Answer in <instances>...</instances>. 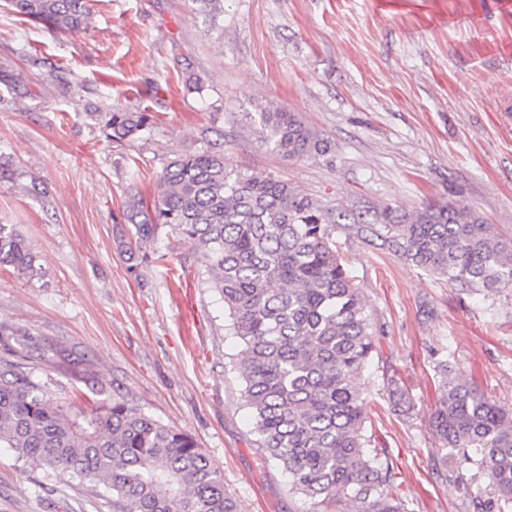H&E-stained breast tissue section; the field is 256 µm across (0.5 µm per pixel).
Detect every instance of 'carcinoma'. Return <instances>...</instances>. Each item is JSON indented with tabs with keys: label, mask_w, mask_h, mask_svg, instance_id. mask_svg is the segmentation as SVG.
<instances>
[{
	"label": "carcinoma",
	"mask_w": 512,
	"mask_h": 512,
	"mask_svg": "<svg viewBox=\"0 0 512 512\" xmlns=\"http://www.w3.org/2000/svg\"><path fill=\"white\" fill-rule=\"evenodd\" d=\"M214 20L224 0H192ZM11 9L58 32L87 27L89 0H7ZM103 131L122 143L149 129V113L101 112ZM254 131L286 159L327 153V142L294 112L256 113ZM120 223L135 229L129 258L162 261L153 248L169 226L207 257L206 287L224 301L240 344L243 398L259 447L288 474L290 489L347 512H408L390 462L370 448L361 380L376 351L360 289L336 252V213L274 177L254 179L205 149L164 167L149 203L129 195ZM381 248L470 292L512 286V235L454 200L407 212L384 207L375 223L351 225ZM30 243L0 224V268L35 271ZM439 406L432 427L465 472L488 480L491 496L465 498V512H512V416L448 360L437 363ZM392 411L412 417L402 378L386 377ZM0 446L112 492V512H244L224 473L191 435L144 414L120 394L72 417L11 362L0 364Z\"/></svg>",
	"instance_id": "cac0c4a2"
}]
</instances>
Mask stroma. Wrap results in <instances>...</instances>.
Here are the masks:
<instances>
[{"label":"stroma","instance_id":"35a3bbf8","mask_svg":"<svg viewBox=\"0 0 512 512\" xmlns=\"http://www.w3.org/2000/svg\"><path fill=\"white\" fill-rule=\"evenodd\" d=\"M92 20L61 34L0 0V224L30 243L33 276L0 269V359L18 362L72 414L120 390L146 415L191 434L246 512H345L293 493L258 447L240 345L202 284L207 259L162 228L165 265L132 267L115 223L124 198H152L170 158L223 146L234 166L277 177L349 217L461 199L512 234V6L504 0H224L216 24L190 0H90ZM67 72L59 93L25 55ZM202 80L189 88L186 72ZM272 104L326 139V155L273 154L249 125ZM147 111L149 131L118 145L94 115ZM38 181L45 197L29 196ZM336 249L375 331L365 432L397 473L410 512H462L430 426L435 366L449 357L512 412V288L468 294L336 227ZM403 378L410 421L383 389ZM0 512H112L79 483L0 447Z\"/></svg>","mask_w":512,"mask_h":512}]
</instances>
